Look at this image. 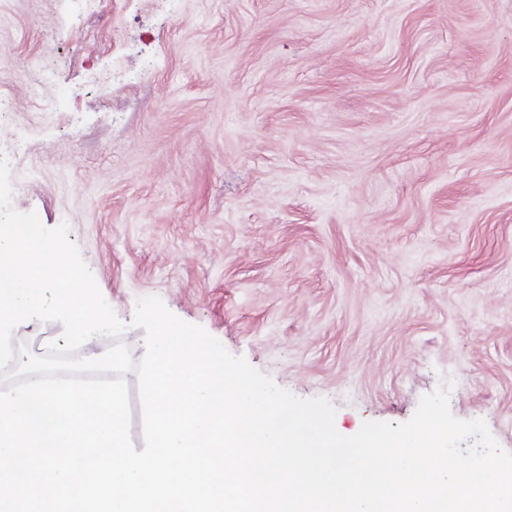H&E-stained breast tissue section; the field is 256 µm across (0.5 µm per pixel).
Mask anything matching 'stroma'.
<instances>
[{
	"mask_svg": "<svg viewBox=\"0 0 512 512\" xmlns=\"http://www.w3.org/2000/svg\"><path fill=\"white\" fill-rule=\"evenodd\" d=\"M12 207L346 436L451 384L512 452V0H0Z\"/></svg>",
	"mask_w": 512,
	"mask_h": 512,
	"instance_id": "35a3bbf8",
	"label": "stroma"
}]
</instances>
